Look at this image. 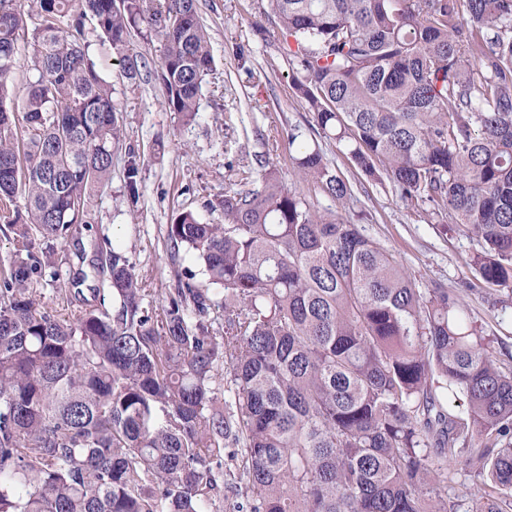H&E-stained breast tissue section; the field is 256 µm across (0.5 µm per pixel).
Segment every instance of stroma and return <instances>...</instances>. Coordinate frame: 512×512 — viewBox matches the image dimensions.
Wrapping results in <instances>:
<instances>
[{
	"label": "stroma",
	"mask_w": 512,
	"mask_h": 512,
	"mask_svg": "<svg viewBox=\"0 0 512 512\" xmlns=\"http://www.w3.org/2000/svg\"><path fill=\"white\" fill-rule=\"evenodd\" d=\"M198 7L215 68L193 122L166 108L157 81L129 80L119 54L94 50L97 68L114 88L125 140L113 155L111 179L92 199L93 235L123 251L150 287H173L175 277L199 273L200 265L186 253L172 256L167 224L183 211L207 224L223 223V211L211 208V201L226 190L246 188L267 160L286 187L301 191L315 209L358 225L421 287L439 284L461 294L469 321L493 339L497 353H512V295L466 288L476 240L444 233L430 207L407 208L389 182L366 179L343 146L313 130L310 112L288 85V46L269 0H198ZM292 128L299 143L321 149L349 180L350 199H333L299 177L286 137ZM129 148L140 158L141 197L135 205L124 184Z\"/></svg>",
	"instance_id": "stroma-1"
}]
</instances>
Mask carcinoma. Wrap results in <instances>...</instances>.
Wrapping results in <instances>:
<instances>
[{"mask_svg": "<svg viewBox=\"0 0 512 512\" xmlns=\"http://www.w3.org/2000/svg\"><path fill=\"white\" fill-rule=\"evenodd\" d=\"M270 2L318 130L476 237L473 278L512 293V0ZM89 21L119 54L141 25L158 36L155 77L187 121L214 68L197 0H0V512H512V365L460 295L417 286L274 169L217 199L224 223L167 225L205 283L148 288L102 240L85 297V248L55 246L92 223L124 139ZM295 163L351 196L318 149ZM124 180L135 205L133 152Z\"/></svg>", "mask_w": 512, "mask_h": 512, "instance_id": "cac0c4a2", "label": "carcinoma"}]
</instances>
